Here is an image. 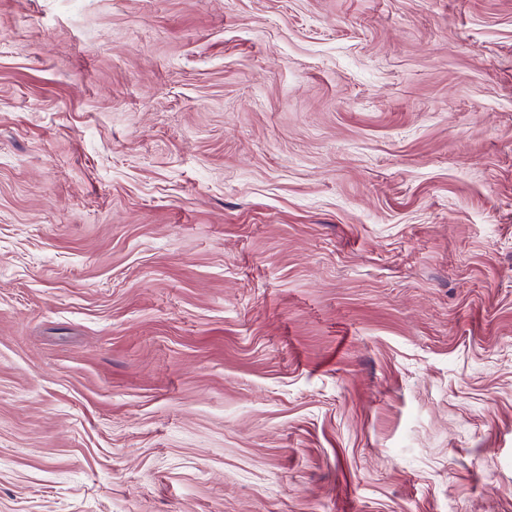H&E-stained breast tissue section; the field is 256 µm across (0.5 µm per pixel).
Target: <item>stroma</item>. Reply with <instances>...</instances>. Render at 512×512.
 Here are the masks:
<instances>
[{
  "mask_svg": "<svg viewBox=\"0 0 512 512\" xmlns=\"http://www.w3.org/2000/svg\"><path fill=\"white\" fill-rule=\"evenodd\" d=\"M0 512H512V0H0Z\"/></svg>",
  "mask_w": 512,
  "mask_h": 512,
  "instance_id": "1",
  "label": "stroma"
}]
</instances>
